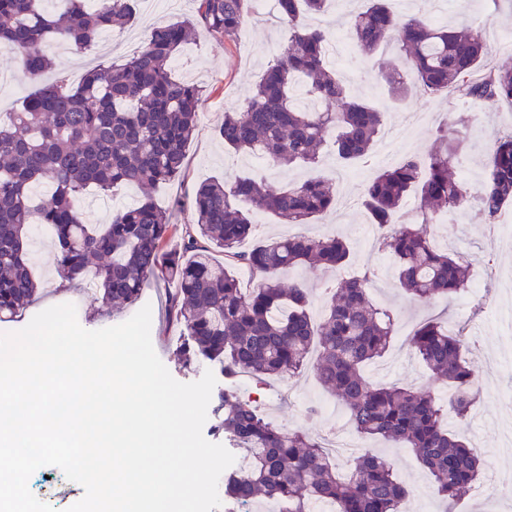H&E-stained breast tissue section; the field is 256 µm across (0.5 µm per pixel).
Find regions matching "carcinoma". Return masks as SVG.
Instances as JSON below:
<instances>
[{
    "mask_svg": "<svg viewBox=\"0 0 512 512\" xmlns=\"http://www.w3.org/2000/svg\"><path fill=\"white\" fill-rule=\"evenodd\" d=\"M195 2L192 16L155 26L134 56L92 67L74 86L64 79L40 83L54 68L45 45L58 39L86 53L103 34L133 22L136 0H0V49L19 57L35 84L19 109L0 121V322L36 295L27 239L29 227L39 224L56 246L59 277L91 282L92 295L104 303H132L152 280L175 283L168 316L182 328L185 366L218 362L226 378L263 382L291 378L310 365L360 438L412 449L442 497L464 496L481 474L480 459L445 415L465 421L478 396L466 340L434 321L420 324L410 339L431 379L452 390L446 405L429 389L372 383L364 367L384 356L396 322L391 310L370 299L374 275L326 287L324 313L316 320L310 291L285 285L281 274L307 265L339 273L350 262L349 243L303 231L256 234L253 209L299 226L335 211L336 190L324 176L278 185L261 172L226 173L198 182L190 197L197 215L191 227L173 223L180 202L162 209L148 195L113 213L107 224L83 223L79 203L89 187L107 195L129 184L149 190L184 180L207 87L175 78L171 64L198 28L233 39L252 17L254 0ZM329 2L277 0L288 39L252 94L224 112L217 134L225 150L265 157L278 167L312 168L331 139L341 160L369 158L384 112L349 98L326 60L329 28L306 22L325 14ZM388 2L365 0L349 29L355 47L368 55L388 41L398 44L399 55L379 70L392 95L418 89L472 104L512 102V68L489 65V50L477 35L398 15ZM469 122L466 112L451 114L436 130L438 150L376 171L363 193L361 205L381 230L382 250L396 261L400 289L415 303L450 300L467 288L468 264L435 246L429 218L451 219L467 206L469 192L454 169ZM411 193L420 197V224L400 220ZM477 196L488 224L512 203V133L493 140ZM241 269L255 287H240ZM217 401L214 431L246 459L244 469L224 474L226 499L254 506L275 500L280 512H313L315 502L333 505L334 512H406L409 489L387 457L368 451L342 473L318 439L274 424L255 402L226 392Z\"/></svg>",
    "mask_w": 512,
    "mask_h": 512,
    "instance_id": "cac0c4a2",
    "label": "carcinoma"
}]
</instances>
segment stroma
Wrapping results in <instances>:
<instances>
[{"instance_id":"stroma-1","label":"stroma","mask_w":512,"mask_h":512,"mask_svg":"<svg viewBox=\"0 0 512 512\" xmlns=\"http://www.w3.org/2000/svg\"><path fill=\"white\" fill-rule=\"evenodd\" d=\"M390 7L393 12L415 15L433 25L464 26L482 36L493 30L512 40V0H390ZM193 11L192 0H177L171 8L153 10L142 2L130 27L108 33L85 55L71 53L66 46L57 43L49 44L47 50L56 62V72L75 82L89 66L135 54L157 23L186 18ZM286 36L287 31L281 23L258 17L249 20L236 37L226 42L218 41L205 32H197L194 40L183 45L175 56L172 71L177 78L201 83L212 90L199 106L198 134L187 150L185 182L175 181L159 186L154 193L155 203L161 208L169 207L174 197H183L184 202L175 217L176 223L185 225L196 221V214L185 199L188 185L223 176L225 170L249 172L262 169L270 180L279 183L307 176V169L302 167L283 171L266 162L258 163L251 156L225 153L224 145L217 136L225 111L242 104L249 96L262 70ZM336 65L351 74L346 82L349 96L374 102L383 99L384 89L375 79L376 57L363 55L350 45L337 55ZM0 74L14 79L13 84L0 86V112L15 111L21 98L29 92L31 82L24 76L19 59L1 49ZM449 111L447 101L431 100L417 92L404 104L387 111L384 126L396 131L394 140L387 145L391 153L388 163L394 166L406 157H424L436 150L435 131L447 120ZM470 113L468 138L459 156L457 172L472 174L479 180L483 177L493 139L499 131L512 129V103H484L472 107ZM379 156V151L375 150L368 163L347 164L338 158L334 149L324 151L319 172L335 181L337 191L343 193L349 202V212L343 220H336L330 215L314 226L315 231L335 232L348 239L351 263L346 268L347 273L354 274L365 268L373 270L376 276L373 301L397 315L392 345L382 358L367 367L366 374L371 381L381 385L427 386L428 372L409 350L406 339L413 328L429 318L458 323L466 338L476 344L475 350L468 352L467 357L480 390L461 431L471 443L483 445L481 457L485 474H492L498 469L512 470V457L497 455L492 446L498 430L503 425L512 424V362L500 367L487 362L490 355L508 352V338L493 321L499 303L494 291V278L501 273L512 274V235H497L495 229L485 223L478 209L470 206L457 217L455 227L438 224L437 246H446L448 233L457 235L456 250L470 264L469 287L449 302L438 300L427 307L409 302L394 279L393 257L374 250L364 234L369 220L360 199L372 172L383 165ZM30 251L39 282L37 299L18 321L0 322V333L21 330L39 312L63 303L75 305L77 321L87 330L121 324L147 304L151 307L154 349L177 381H197L209 370L216 378L215 392L228 391L259 400L264 414L278 425L301 429L315 437L325 435L335 426L336 416L329 408L334 398L312 373L305 372L284 381L274 379L259 387L225 379L220 365L209 361L201 362L192 370L184 369L178 356L180 329L168 319L167 287L149 284L138 303L112 309L84 294L77 284H62L56 272V249L50 239L31 237ZM366 448L374 453H387L398 479L411 493L422 495L424 512H512V491L494 499H484L472 493L455 506H448L437 495L430 475L419 466L410 449L381 441L367 443ZM44 473L35 496L51 506L54 512H65L66 508L82 499L83 487L68 480L59 468L48 466Z\"/></svg>"}]
</instances>
